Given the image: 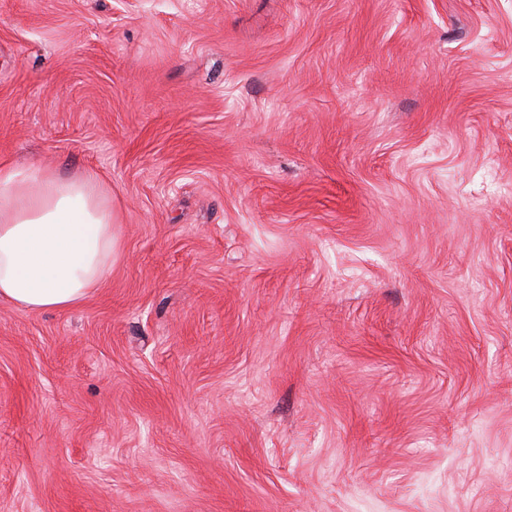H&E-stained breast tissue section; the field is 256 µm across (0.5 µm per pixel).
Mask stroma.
<instances>
[{"mask_svg":"<svg viewBox=\"0 0 512 512\" xmlns=\"http://www.w3.org/2000/svg\"><path fill=\"white\" fill-rule=\"evenodd\" d=\"M0 162L121 239L0 301V512H512V0H0Z\"/></svg>","mask_w":512,"mask_h":512,"instance_id":"1","label":"stroma"}]
</instances>
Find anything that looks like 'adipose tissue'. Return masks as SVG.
<instances>
[{
  "instance_id": "obj_1",
  "label": "adipose tissue",
  "mask_w": 512,
  "mask_h": 512,
  "mask_svg": "<svg viewBox=\"0 0 512 512\" xmlns=\"http://www.w3.org/2000/svg\"><path fill=\"white\" fill-rule=\"evenodd\" d=\"M118 244L95 174L64 180L0 163V300L30 312L77 307L109 276Z\"/></svg>"
}]
</instances>
